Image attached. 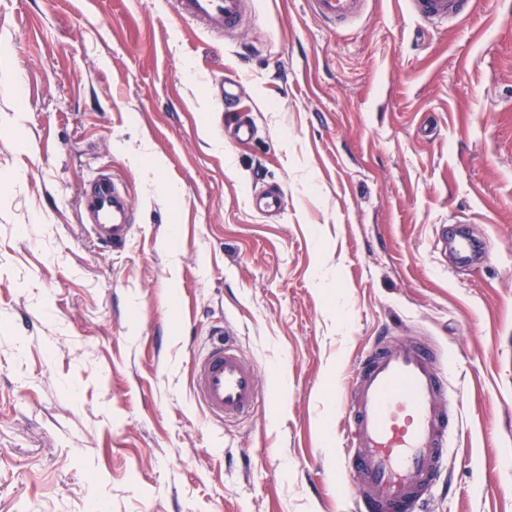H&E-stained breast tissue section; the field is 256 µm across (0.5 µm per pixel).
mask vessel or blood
I'll return each mask as SVG.
<instances>
[{"mask_svg":"<svg viewBox=\"0 0 512 512\" xmlns=\"http://www.w3.org/2000/svg\"><path fill=\"white\" fill-rule=\"evenodd\" d=\"M182 18L218 33L235 31L251 0H176ZM367 0H307L311 13L329 26L361 16ZM430 24H448L465 12L464 0H407ZM95 238L124 245L133 230L132 204L111 175L92 181ZM444 356L413 336L379 337L358 360L350 379L346 466L355 481L359 512H418L439 485L452 424L445 403ZM194 398L212 419L234 421L260 403L255 365L231 338L221 339L194 363Z\"/></svg>","mask_w":512,"mask_h":512,"instance_id":"obj_1","label":"vessel or blood"}]
</instances>
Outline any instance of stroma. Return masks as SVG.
<instances>
[{
    "instance_id": "1",
    "label": "stroma",
    "mask_w": 512,
    "mask_h": 512,
    "mask_svg": "<svg viewBox=\"0 0 512 512\" xmlns=\"http://www.w3.org/2000/svg\"><path fill=\"white\" fill-rule=\"evenodd\" d=\"M0 66V512H357L345 388L386 334L446 352L461 412L424 512H512V0L336 28L255 0L227 35L175 0H0ZM101 172L119 248L86 224ZM459 224L482 265L450 261ZM220 320L265 400L227 424L192 400ZM95 238L110 247L123 246L133 230L132 204L124 188L111 175L100 173L92 180Z\"/></svg>"
}]
</instances>
